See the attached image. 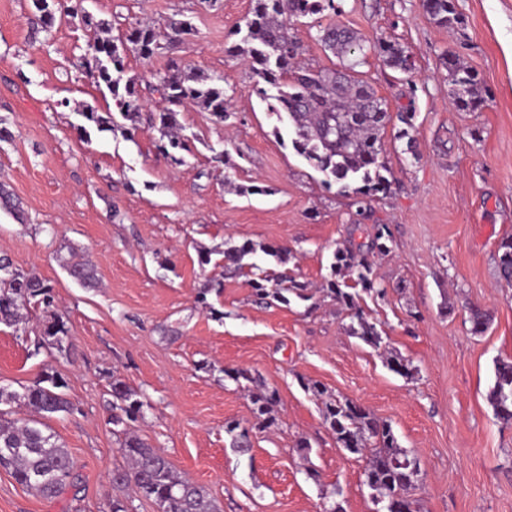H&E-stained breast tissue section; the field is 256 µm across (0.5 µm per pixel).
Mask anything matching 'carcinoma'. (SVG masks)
Wrapping results in <instances>:
<instances>
[{"label":"carcinoma","instance_id":"obj_1","mask_svg":"<svg viewBox=\"0 0 512 512\" xmlns=\"http://www.w3.org/2000/svg\"><path fill=\"white\" fill-rule=\"evenodd\" d=\"M427 11L440 26L461 27L464 19L457 12L455 0H426ZM246 31L233 50L247 57L257 94L267 102L281 126L275 133L286 132L298 155L322 173L324 183H343L353 189L355 204L361 214L365 205L379 193H386L389 179L383 153V134L392 116L386 100L357 76L355 68L365 62L366 49L353 33L334 25L319 27L316 39L324 50L347 58L341 68L314 69L301 64L302 46L289 40L292 24L304 17L322 16L336 10L335 0H251ZM41 27L50 29L56 17L91 32V60L85 62L87 76L105 86L112 95L117 113L100 112L84 106L78 115L84 125L100 131L121 130L131 138L147 122L159 137L156 149L176 166L187 164L192 152L189 138L183 135L182 108L193 106L206 112L211 120L222 124L232 117L224 91V78L211 77L171 61L162 71L142 76L127 75L125 59L134 53L143 59L160 56L170 46L184 40L194 31L191 21H172L164 28L137 23L125 34L112 36V23L86 13L81 3L58 6L49 0H33ZM385 62L393 69L409 74L413 62L396 41L378 44ZM448 86L455 104L462 110H473L483 101V85L474 69L453 54L446 61ZM158 94L160 105L154 112L144 113L146 101L142 90ZM120 115L124 123L116 121ZM0 208L23 219L20 203L9 186L0 183ZM392 233L386 224L377 226L368 251L381 255L390 252ZM499 270L502 278L512 281V235L500 243ZM262 252L276 260V267L261 270L252 279L254 296L262 303H289L288 295L305 297L308 284L284 268L287 259L280 250L261 244H247L223 252L225 267L247 275L260 270L256 263L244 258ZM332 264V279L327 293L336 303L350 311L357 325L350 326L351 335L375 348L382 337L376 325L369 322L358 305L359 292L379 299L387 297V289L372 275L368 255L352 249L338 248ZM68 276L84 288L98 287L95 265L73 257L59 258ZM42 308L44 320L37 339L38 347L63 352L70 339V329L54 311V287L34 272L12 267L6 256H0V325L18 328L23 311L30 305ZM68 382L58 372L43 374L33 385L17 393L0 386V468L11 472L21 485L44 498H56L74 485V460L49 426V421L73 411L67 394ZM307 389L323 399V418L343 450L366 456L365 482L373 491L377 512H416L412 491L417 482L416 458L401 447L391 426L374 418L347 398L326 393L319 383ZM113 425H123L124 438L120 452L125 466L112 470V485L130 489L137 496L152 500L159 512H220L214 499L201 486L183 478L165 453L151 446L139 435L126 430L129 423L143 417L144 402L123 381H112ZM495 415L512 420V361L499 360L488 395ZM22 404L31 412L27 419H15L9 406ZM253 413L258 424L268 428L274 394L259 390L253 393Z\"/></svg>","mask_w":512,"mask_h":512}]
</instances>
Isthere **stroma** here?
Listing matches in <instances>:
<instances>
[{
    "instance_id": "35a3bbf8",
    "label": "stroma",
    "mask_w": 512,
    "mask_h": 512,
    "mask_svg": "<svg viewBox=\"0 0 512 512\" xmlns=\"http://www.w3.org/2000/svg\"><path fill=\"white\" fill-rule=\"evenodd\" d=\"M461 29L434 22L423 0H336V24L368 46L358 76L386 99L393 116L382 156L391 187L357 215L341 184L323 176L273 133L276 118L257 94L248 61L231 53L251 0H84L114 33L137 22L191 20L195 36L170 58L223 76L231 126L186 109L197 153L177 166L157 151L151 131L82 134L78 112H111L106 87L80 68L90 35L65 21L35 28L32 0H0V182L21 200L26 223L0 211V253L14 268L54 287L71 330L65 353L38 348L42 310L30 307L26 333L0 326V385L23 391L48 368L68 380L72 413L51 427L77 466L75 488L46 499L0 468V512H111L121 466L120 437L108 419L111 384L121 379L144 402L135 429L163 449L174 468L202 486L220 512H376L366 459L342 450L305 388L322 384L391 424L417 460V512H512V422L488 400L497 360L512 359V283L499 275V245L512 235V0H455ZM400 43L411 74L390 68L379 39ZM456 52L475 69L485 101L459 110L443 57ZM411 116L417 161L397 134ZM228 151L239 184L265 186L239 196L204 179ZM392 232L389 254L371 255L388 299L359 305L382 336L374 348L350 336V315L323 292L334 252L369 243L377 225ZM249 243L286 249L288 269L312 297L257 303L245 276L224 273V250ZM92 261L99 286L81 288L58 262ZM210 264H202L204 251ZM220 291L203 292L207 279ZM206 303H199V293ZM488 311L473 334L468 308ZM410 372L390 369L387 355ZM245 369L275 392L276 422L254 428ZM238 422L250 448L239 453L224 426ZM308 452H300L299 443Z\"/></svg>"
}]
</instances>
